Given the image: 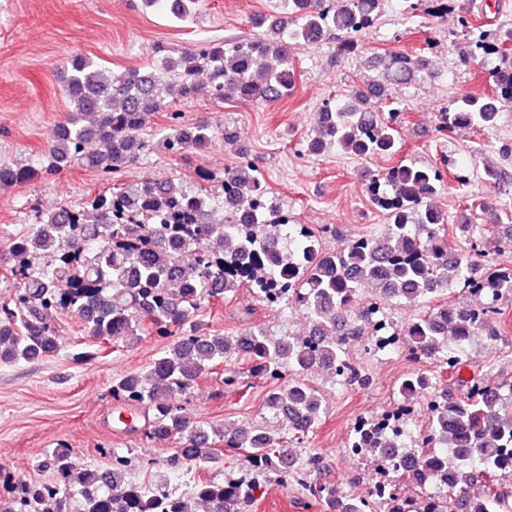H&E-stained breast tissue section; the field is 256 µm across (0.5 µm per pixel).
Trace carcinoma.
<instances>
[{
    "label": "carcinoma",
    "mask_w": 512,
    "mask_h": 512,
    "mask_svg": "<svg viewBox=\"0 0 512 512\" xmlns=\"http://www.w3.org/2000/svg\"><path fill=\"white\" fill-rule=\"evenodd\" d=\"M173 21L188 13L186 0H146ZM388 0H286L288 20L276 14L255 19L256 33L240 40L208 41L178 52L154 49L160 64L149 69L112 72L87 57L63 68L67 116L48 135L41 169L0 163V183L23 184L38 175L80 167L109 176L137 167L157 146L172 155L203 150L215 139L207 125L190 126L179 112L155 144L144 133L146 117L163 112L172 101L205 93L222 103H270L292 93L295 54L334 33L339 49L350 50L361 34L385 12ZM473 55L506 56L512 31L494 42L473 22L457 14ZM381 70L378 99L356 92L342 102L326 101L302 152L321 155L332 148L359 158L393 155L401 109L378 105L385 84H409L429 72L423 58L402 53L377 57ZM512 100V66L497 71L492 93L460 94L448 99L450 121L479 131L497 126L501 101ZM224 220H209L216 197L204 185L177 186L171 181H134L90 198L86 207L100 224L78 222L75 209L41 212L6 245L9 272L17 286L10 303L0 307V366L55 358L62 350L56 316L68 310L93 338L133 347L150 335L169 338L144 372H130L112 385V397L145 413L144 435L180 445L175 461L202 471L220 460L226 448L240 452L257 480L286 484L296 479L295 451L273 428L193 420L177 400L198 379L232 357L245 358L251 376L291 379L269 391L267 408L289 429L305 434L318 423L322 397L309 375L326 372L360 382L349 368L346 338L369 330L384 317L354 307L359 289L371 284L382 300L399 304L431 303L404 331L410 355H445L460 361L448 342L461 346L498 313V298L512 294V269L478 271L467 256L448 247V215L432 203L441 189L437 169L398 164L382 178H370L371 202L386 212L389 224L378 237H361L345 247L325 250L319 236L299 224L288 225L281 207L262 189L254 166L241 162L220 179ZM243 288L283 309L296 306L308 320L305 335L270 333L261 325L238 336L203 331L194 313L208 297ZM454 288L483 289L488 302L474 313L448 301ZM429 379L414 374L400 393L412 397ZM460 396H435L418 448L406 450L394 438L371 436L357 427L351 447L383 461L418 489L439 483L447 489L433 500V512H455L459 497L477 476H512V402L486 395L481 369L456 379ZM103 467L90 468L64 444L47 451L37 469L50 480L24 478L0 467V488L8 499L0 512H248L255 486L243 479L193 480L191 496H172L163 484L126 480L133 458L104 448ZM512 490L487 487L468 498L464 512H503ZM376 508L402 512L397 485H385Z\"/></svg>",
    "instance_id": "cac0c4a2"
}]
</instances>
